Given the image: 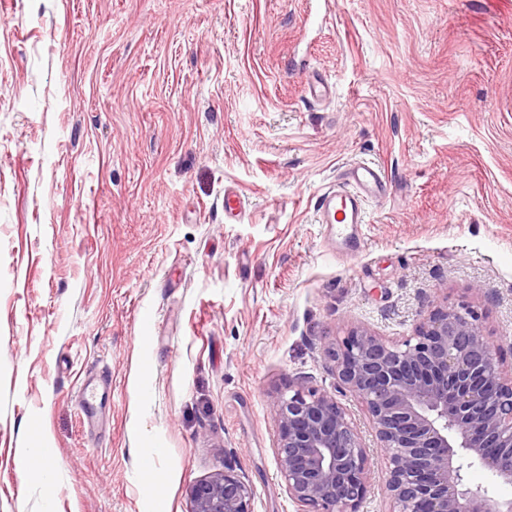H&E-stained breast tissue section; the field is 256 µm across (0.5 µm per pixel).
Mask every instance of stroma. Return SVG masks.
Instances as JSON below:
<instances>
[{"label": "stroma", "mask_w": 512, "mask_h": 512, "mask_svg": "<svg viewBox=\"0 0 512 512\" xmlns=\"http://www.w3.org/2000/svg\"><path fill=\"white\" fill-rule=\"evenodd\" d=\"M360 160L387 193L356 248L316 209ZM444 300L512 342V0L0 7V512H190L228 463L253 512H297L271 394L334 390L350 325L399 339ZM79 391L81 394L82 411L85 419L89 424L94 425L99 419L98 412L96 410L98 399H101L104 393L99 396L97 388L86 379H84L80 384Z\"/></svg>", "instance_id": "stroma-1"}]
</instances>
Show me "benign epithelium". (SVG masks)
<instances>
[{
	"label": "benign epithelium",
	"instance_id": "7a95c632",
	"mask_svg": "<svg viewBox=\"0 0 512 512\" xmlns=\"http://www.w3.org/2000/svg\"><path fill=\"white\" fill-rule=\"evenodd\" d=\"M336 392L298 386L271 399L278 470L300 512H360L372 459L336 394L360 399L384 449L390 512H512L472 488L479 466L512 484V372L468 305H431L391 341L353 326L326 351ZM191 512H253L229 464L191 486Z\"/></svg>",
	"mask_w": 512,
	"mask_h": 512
}]
</instances>
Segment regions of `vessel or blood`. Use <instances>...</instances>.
Listing matches in <instances>:
<instances>
[{
	"label": "vessel or blood",
	"mask_w": 512,
	"mask_h": 512,
	"mask_svg": "<svg viewBox=\"0 0 512 512\" xmlns=\"http://www.w3.org/2000/svg\"><path fill=\"white\" fill-rule=\"evenodd\" d=\"M385 193V177L377 164L368 161L350 164L344 169L340 184L321 195L317 204L318 217L321 223L335 226L337 235L350 237L353 228L365 222L368 200ZM79 391L86 420L91 424L97 423V388L85 381Z\"/></svg>",
	"instance_id": "vessel-or-blood-1"
}]
</instances>
